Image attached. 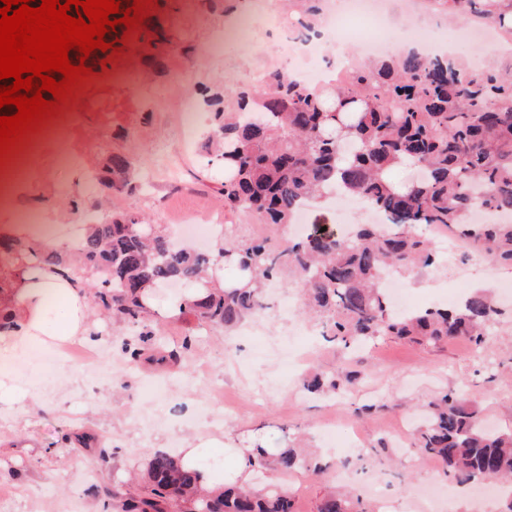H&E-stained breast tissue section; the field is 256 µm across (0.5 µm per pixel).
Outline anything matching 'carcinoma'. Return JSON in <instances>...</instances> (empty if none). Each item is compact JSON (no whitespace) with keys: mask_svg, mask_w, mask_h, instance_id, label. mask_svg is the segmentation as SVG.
Instances as JSON below:
<instances>
[{"mask_svg":"<svg viewBox=\"0 0 512 512\" xmlns=\"http://www.w3.org/2000/svg\"><path fill=\"white\" fill-rule=\"evenodd\" d=\"M291 20L311 32L320 9L315 0H294ZM450 17L512 31V0H434ZM171 29L148 25L141 39L155 46L172 41ZM106 51L92 55L103 67L125 50L115 25ZM468 67L452 59L411 54L354 67L352 84L311 87L276 73L262 92L203 97L213 115L202 166L224 168L219 193L224 205L275 229L289 224L296 206L332 186L381 212L388 228L360 224L344 235L315 226L302 239L279 247L260 239L224 240L211 251L174 247L170 237L133 215L91 225L81 248L41 252L20 241L0 250L5 265L21 273L46 266L70 280H91L94 299L117 320L137 322L154 289L171 281L207 287L206 274L224 264L238 280L188 303L209 325L234 328L264 309L262 289L288 273L323 318L322 336L345 347L386 336L437 347L458 338L476 345L497 313L481 290L453 308L398 313L379 283L387 271L411 274L432 266L435 251L419 226L457 230L477 254L512 265V73ZM414 163L421 177L405 186L390 179L397 167ZM98 183L120 190L135 176L124 154L107 158ZM480 206L493 219L469 224ZM131 358L168 364L175 354L160 344L134 348ZM351 379L320 374L305 381L311 392H334ZM422 457L437 461L462 485L512 480V433L492 432L458 393L439 395L414 436ZM252 466L282 474L305 468L319 475L294 448L275 453L256 445ZM101 493L121 512H294L292 495L273 482L260 488L202 490L198 474L178 456L157 452L147 465L138 495L122 485ZM320 512H360V501L330 494Z\"/></svg>","mask_w":512,"mask_h":512,"instance_id":"cac0c4a2","label":"carcinoma"}]
</instances>
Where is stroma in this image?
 I'll return each instance as SVG.
<instances>
[{
	"instance_id": "obj_1",
	"label": "stroma",
	"mask_w": 512,
	"mask_h": 512,
	"mask_svg": "<svg viewBox=\"0 0 512 512\" xmlns=\"http://www.w3.org/2000/svg\"><path fill=\"white\" fill-rule=\"evenodd\" d=\"M241 14L251 17L250 41L227 40L223 55L213 56V35ZM150 15L176 32L179 56L170 55L173 47L146 49L139 32L127 35V48L111 68L83 79L64 111L41 123L43 147L30 161L32 176L11 203L0 204V225L13 223L25 207L54 214L64 228L87 212L134 214L165 229L186 217L207 223L227 216L218 193L222 169L200 168L206 129L186 138L179 104L188 94L251 86L254 69L278 68L283 21L272 17L265 0H152ZM89 98L98 109L82 114L72 143L81 163L59 168L58 128L66 110ZM112 153L131 157L132 185L87 189L85 169H100ZM459 262L455 253L437 254L432 266L406 280L405 298L414 309L444 307L474 286L487 287L500 313L478 346L463 338L438 348L379 338L343 347L323 337L320 320L302 314L300 300H289L298 284L288 276L269 291L266 310L230 336L190 313L170 314L191 292L184 284L158 289L140 324L112 321L92 307L87 334L99 353L92 370L61 360L43 371L40 356L52 347L47 341L18 353L4 376L20 394L12 405H0V512H63L73 503L81 512H112L100 486L143 475L158 449L179 452L199 434L214 443L212 463L225 461L228 433L241 448L256 438L271 448L306 439L327 471L294 473L296 512H319L331 485L351 488L369 512H503V499L481 501L473 490L459 498L441 468L399 446L378 447L399 422H416L436 396L462 388L493 428L512 430V297L501 293L512 270L471 261L469 278H447L449 265ZM146 327L155 342L175 351L174 363H130L125 343ZM201 368L224 385L218 425L200 410L209 382L196 378ZM317 370L361 372L379 393L308 394L302 380ZM159 379L178 381V394L148 397L146 383ZM81 433L90 442L78 443Z\"/></svg>"
}]
</instances>
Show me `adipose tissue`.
Segmentation results:
<instances>
[{
    "instance_id": "1",
    "label": "adipose tissue",
    "mask_w": 512,
    "mask_h": 512,
    "mask_svg": "<svg viewBox=\"0 0 512 512\" xmlns=\"http://www.w3.org/2000/svg\"><path fill=\"white\" fill-rule=\"evenodd\" d=\"M52 295L59 297L63 306L58 340L85 337L89 298L83 285L61 279L49 270L28 272L16 281L12 290L7 314L13 323V330L9 335L0 337L1 358L31 344L43 333L47 322L46 306ZM224 447L233 457L231 467L225 472L200 469V460L211 451L209 442L201 440L182 451L184 467L199 470L201 486L214 493L223 491L225 486L240 485L247 480L248 449L235 447L230 440L225 442Z\"/></svg>"
}]
</instances>
